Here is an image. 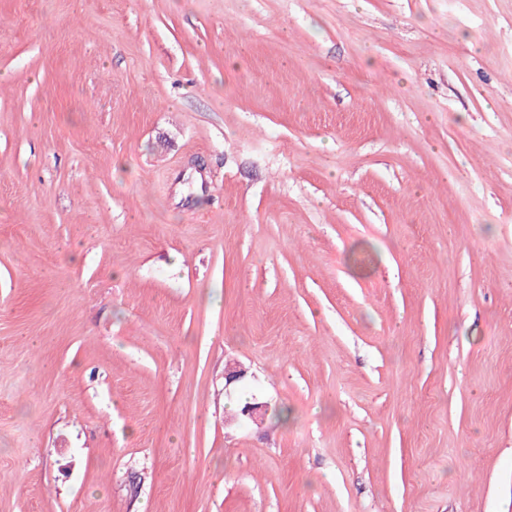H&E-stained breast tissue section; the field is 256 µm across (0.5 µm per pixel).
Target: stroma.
<instances>
[{
	"mask_svg": "<svg viewBox=\"0 0 512 512\" xmlns=\"http://www.w3.org/2000/svg\"><path fill=\"white\" fill-rule=\"evenodd\" d=\"M0 512H512V0H0Z\"/></svg>",
	"mask_w": 512,
	"mask_h": 512,
	"instance_id": "stroma-1",
	"label": "stroma"
}]
</instances>
